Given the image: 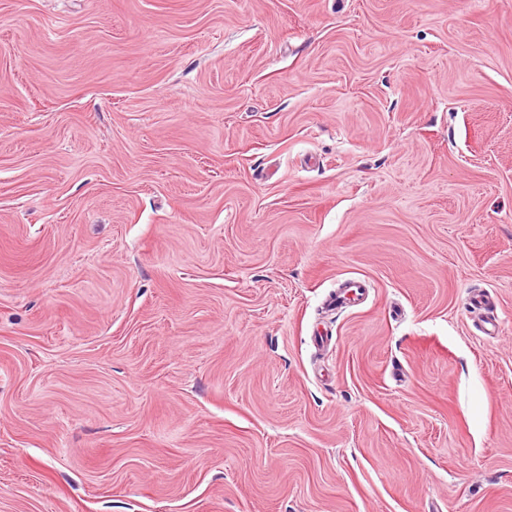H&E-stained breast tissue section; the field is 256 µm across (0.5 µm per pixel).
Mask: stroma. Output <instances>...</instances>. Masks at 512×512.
Masks as SVG:
<instances>
[{
    "label": "stroma",
    "instance_id": "35a3bbf8",
    "mask_svg": "<svg viewBox=\"0 0 512 512\" xmlns=\"http://www.w3.org/2000/svg\"><path fill=\"white\" fill-rule=\"evenodd\" d=\"M0 512H512V0H0Z\"/></svg>",
    "mask_w": 512,
    "mask_h": 512
}]
</instances>
